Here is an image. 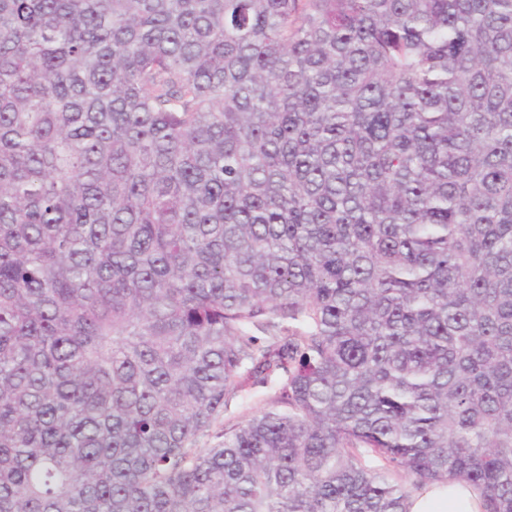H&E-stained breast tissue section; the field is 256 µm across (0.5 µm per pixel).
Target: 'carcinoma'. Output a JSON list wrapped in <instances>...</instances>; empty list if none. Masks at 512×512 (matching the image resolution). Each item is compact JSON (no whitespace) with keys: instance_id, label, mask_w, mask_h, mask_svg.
Masks as SVG:
<instances>
[{"instance_id":"obj_1","label":"carcinoma","mask_w":512,"mask_h":512,"mask_svg":"<svg viewBox=\"0 0 512 512\" xmlns=\"http://www.w3.org/2000/svg\"><path fill=\"white\" fill-rule=\"evenodd\" d=\"M450 479L512 512V0H0V512Z\"/></svg>"}]
</instances>
